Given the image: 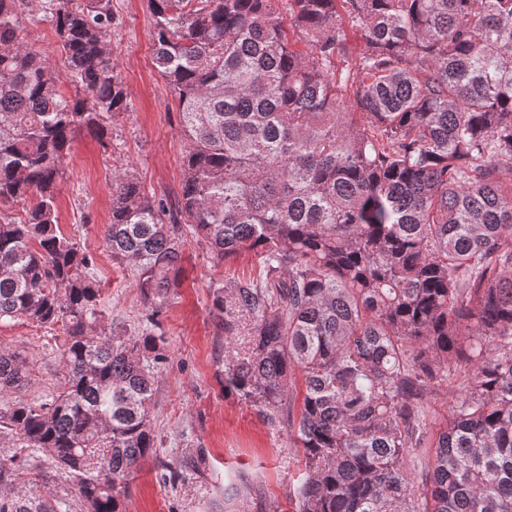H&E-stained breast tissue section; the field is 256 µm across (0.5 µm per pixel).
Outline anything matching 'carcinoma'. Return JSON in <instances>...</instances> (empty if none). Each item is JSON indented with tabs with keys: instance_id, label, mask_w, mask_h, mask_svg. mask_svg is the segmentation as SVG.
I'll return each instance as SVG.
<instances>
[{
	"instance_id": "carcinoma-1",
	"label": "carcinoma",
	"mask_w": 512,
	"mask_h": 512,
	"mask_svg": "<svg viewBox=\"0 0 512 512\" xmlns=\"http://www.w3.org/2000/svg\"><path fill=\"white\" fill-rule=\"evenodd\" d=\"M112 0H0V321L59 326L67 387L0 408V428L73 482L81 512H122L155 447L150 364L165 339L101 327L94 258L58 225L74 134L129 111ZM154 64L187 142L176 207L112 178L104 241L157 307L183 225L255 278L216 294L224 390L288 416L297 512H512V0H148ZM52 24L63 71L23 34ZM361 33L352 49L346 29ZM470 373L415 499L407 449L427 390ZM302 405L293 413L292 384ZM30 382L0 346V398ZM0 512H56L50 495Z\"/></svg>"
}]
</instances>
